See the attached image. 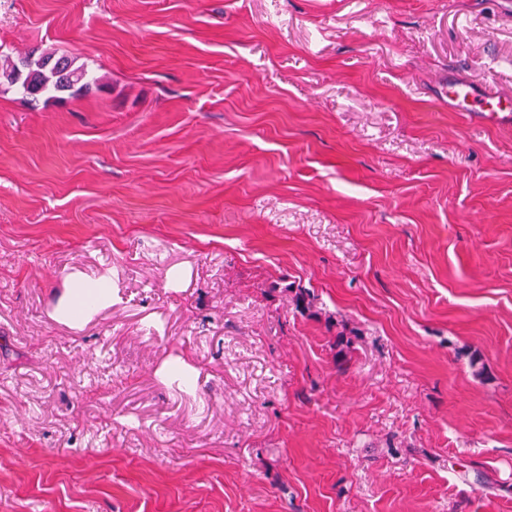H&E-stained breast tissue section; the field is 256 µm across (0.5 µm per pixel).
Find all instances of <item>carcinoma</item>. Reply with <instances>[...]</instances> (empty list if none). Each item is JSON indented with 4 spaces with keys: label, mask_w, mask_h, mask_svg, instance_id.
<instances>
[{
    "label": "carcinoma",
    "mask_w": 512,
    "mask_h": 512,
    "mask_svg": "<svg viewBox=\"0 0 512 512\" xmlns=\"http://www.w3.org/2000/svg\"><path fill=\"white\" fill-rule=\"evenodd\" d=\"M0 77L19 86L26 95L52 93L54 95L88 88L97 78L85 66H74L66 55L47 53L34 60L29 56L7 57L0 65Z\"/></svg>",
    "instance_id": "1"
}]
</instances>
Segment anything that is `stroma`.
<instances>
[{"instance_id":"35a3bbf8","label":"stroma","mask_w":512,"mask_h":512,"mask_svg":"<svg viewBox=\"0 0 512 512\" xmlns=\"http://www.w3.org/2000/svg\"><path fill=\"white\" fill-rule=\"evenodd\" d=\"M47 52L99 82H0V512H512V125L448 106L506 0H0ZM89 282L79 277L73 279L68 294L60 302V307L67 312L64 318L73 323L89 320L112 298L111 288H93Z\"/></svg>"}]
</instances>
